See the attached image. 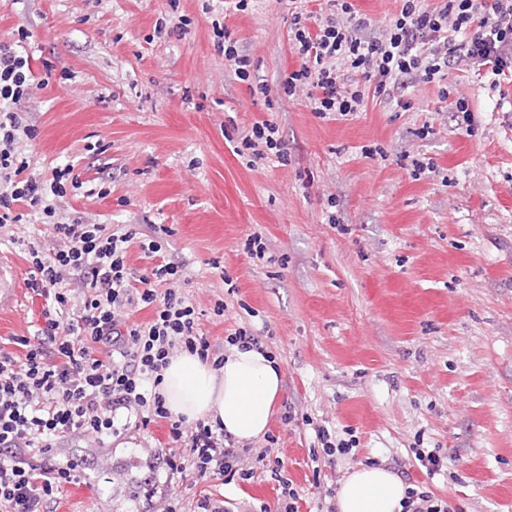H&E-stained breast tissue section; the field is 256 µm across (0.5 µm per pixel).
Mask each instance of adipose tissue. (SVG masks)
<instances>
[{
	"label": "adipose tissue",
	"mask_w": 512,
	"mask_h": 512,
	"mask_svg": "<svg viewBox=\"0 0 512 512\" xmlns=\"http://www.w3.org/2000/svg\"><path fill=\"white\" fill-rule=\"evenodd\" d=\"M283 389L282 372L266 353L232 348L223 366L182 354L163 372L158 391L174 414L222 424L239 441L261 437ZM405 487L391 471L357 465L337 498V512H399Z\"/></svg>",
	"instance_id": "1"
}]
</instances>
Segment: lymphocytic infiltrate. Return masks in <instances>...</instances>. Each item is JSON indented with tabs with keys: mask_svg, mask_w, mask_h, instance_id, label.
I'll use <instances>...</instances> for the list:
<instances>
[{
	"mask_svg": "<svg viewBox=\"0 0 512 512\" xmlns=\"http://www.w3.org/2000/svg\"><path fill=\"white\" fill-rule=\"evenodd\" d=\"M288 40L299 60L281 81L285 100L307 98L320 116L361 111L374 95L408 107L409 88L441 84L451 69L512 74V0H400L388 23L359 18L353 0H326L313 12L288 0ZM217 47L251 94L271 89L227 27L214 24ZM35 84L28 58L0 41V229L30 216L50 225L49 242L29 245L28 285L44 297L41 340L0 345V512H47L62 486L77 482L74 461H61L62 439L94 442L107 452L112 437L164 420L169 424L168 477L174 482L253 478L222 425L174 415L156 388L181 353L222 365L198 327L195 307L179 292L181 265L157 264L136 273L131 244L145 256L157 240L133 229H109L86 218L56 220V204L77 184L70 164L50 178L29 171L28 141L36 136L16 104ZM248 168L269 156L287 159L275 123H254L234 149ZM81 291L72 295L71 282ZM150 320H133L135 308Z\"/></svg>",
	"mask_w": 512,
	"mask_h": 512,
	"instance_id": "f902f5d3",
	"label": "lymphocytic infiltrate"
}]
</instances>
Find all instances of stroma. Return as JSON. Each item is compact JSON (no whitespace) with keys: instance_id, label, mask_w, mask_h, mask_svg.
Segmentation results:
<instances>
[{"instance_id":"1","label":"stroma","mask_w":512,"mask_h":512,"mask_svg":"<svg viewBox=\"0 0 512 512\" xmlns=\"http://www.w3.org/2000/svg\"><path fill=\"white\" fill-rule=\"evenodd\" d=\"M182 17L185 33L157 34ZM218 20L270 87L296 66L285 0L245 12L222 0H0V41L27 29L18 52L35 77L48 63L72 75L18 107L36 129L32 172L47 178L69 163L82 182L61 217L154 235L161 251L149 259L131 246L130 267L181 263V292L213 350L228 352L230 330L257 331L282 371L268 426L281 473L259 465L248 481L184 483L186 512L206 494L226 512L273 510L282 477L299 512H326V492L372 462L458 512H512V79L496 89L449 70L469 100L467 125L434 83L416 86L406 110L376 98L348 117H318L303 99L270 110L225 70ZM261 120L278 125L288 160L251 170L233 147ZM426 123L434 133L418 139ZM415 156L435 172L413 176ZM332 208L343 228L328 224ZM255 233L268 259L244 253ZM0 256L20 279L0 338L36 336L45 300L26 283L27 254L6 244ZM288 403L314 424L351 429L355 458L312 462V426L280 421ZM168 436L159 421L113 438L106 455L63 443L80 481L52 512H158L166 471L132 511L112 496V468L147 448L160 454ZM418 439L446 457L447 473L427 476L412 454Z\"/></svg>"}]
</instances>
